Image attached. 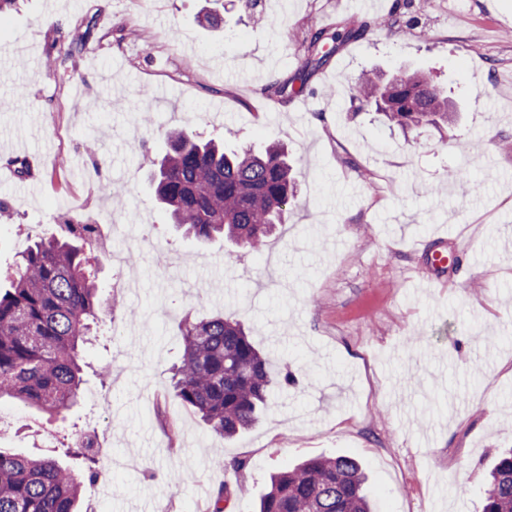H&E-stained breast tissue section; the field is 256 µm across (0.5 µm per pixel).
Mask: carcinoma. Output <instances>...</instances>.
Wrapping results in <instances>:
<instances>
[{
  "label": "carcinoma",
  "instance_id": "carcinoma-1",
  "mask_svg": "<svg viewBox=\"0 0 512 512\" xmlns=\"http://www.w3.org/2000/svg\"><path fill=\"white\" fill-rule=\"evenodd\" d=\"M369 25L317 32L308 53L316 66L340 44L361 39ZM361 105H373L388 126L403 130L454 123L448 95L433 79L413 74L385 80L366 73L351 87ZM153 179L172 223L197 238L222 234L250 252H262L296 196L284 146L225 151L213 139L183 132L169 136ZM95 245L91 224L70 221L65 233L34 242L0 290V398L19 399L51 416L80 397L79 347L105 308L88 270ZM294 383L290 371L275 373L242 324L222 315L188 321L183 352L174 368V396L226 439L249 429L268 407L277 387ZM85 463L83 477L54 456L29 458L0 450V512H78L85 483L99 478L88 438L61 449ZM360 461L345 455L309 458L271 476L259 512H373L364 491ZM481 512H512V449L489 471Z\"/></svg>",
  "mask_w": 512,
  "mask_h": 512
}]
</instances>
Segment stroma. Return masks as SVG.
<instances>
[{
  "mask_svg": "<svg viewBox=\"0 0 512 512\" xmlns=\"http://www.w3.org/2000/svg\"><path fill=\"white\" fill-rule=\"evenodd\" d=\"M374 17L311 61L316 31ZM370 71L438 79L459 126H386L350 98ZM174 129L287 144L298 196L262 254L168 223L150 172ZM511 141L512 0H19L0 19V167L40 166L0 174V273L54 225L102 219L112 249L92 270L115 296L77 405L0 399V449L111 429L114 463L79 512H209L222 484L224 512H255L271 472L338 454L364 463L378 512H477L512 448ZM218 314L297 378L231 440L171 387L185 321Z\"/></svg>",
  "mask_w": 512,
  "mask_h": 512,
  "instance_id": "obj_1",
  "label": "stroma"
}]
</instances>
